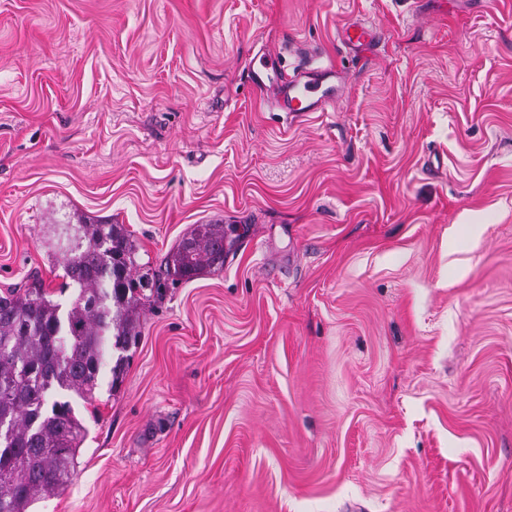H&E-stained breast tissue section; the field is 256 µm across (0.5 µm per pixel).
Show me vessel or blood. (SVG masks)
<instances>
[{"label": "vessel or blood", "instance_id": "b4317fda", "mask_svg": "<svg viewBox=\"0 0 512 512\" xmlns=\"http://www.w3.org/2000/svg\"><path fill=\"white\" fill-rule=\"evenodd\" d=\"M375 35V27L354 23L341 28L338 40L341 47L354 50L371 44ZM250 80L253 87L262 91L274 87L275 106L294 117L334 109L340 96L335 68H299L290 73L272 54L260 58L258 67L251 71Z\"/></svg>", "mask_w": 512, "mask_h": 512}]
</instances>
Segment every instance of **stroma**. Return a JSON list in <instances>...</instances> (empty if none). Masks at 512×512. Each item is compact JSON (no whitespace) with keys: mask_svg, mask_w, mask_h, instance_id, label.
<instances>
[{"mask_svg":"<svg viewBox=\"0 0 512 512\" xmlns=\"http://www.w3.org/2000/svg\"><path fill=\"white\" fill-rule=\"evenodd\" d=\"M265 49L335 110L256 94ZM81 219L153 266L241 238L143 307L31 512H512V0H0V291L69 306ZM376 35V28L367 24L344 25L339 33L338 40L341 47L355 50L367 46L373 42ZM251 84L260 91L274 86L273 102L286 115L297 117L308 112L335 110L340 96L338 74L333 66L325 69L297 68L289 74L281 66L277 55H263L259 66L253 68Z\"/></svg>","mask_w":512,"mask_h":512,"instance_id":"obj_1","label":"stroma"}]
</instances>
